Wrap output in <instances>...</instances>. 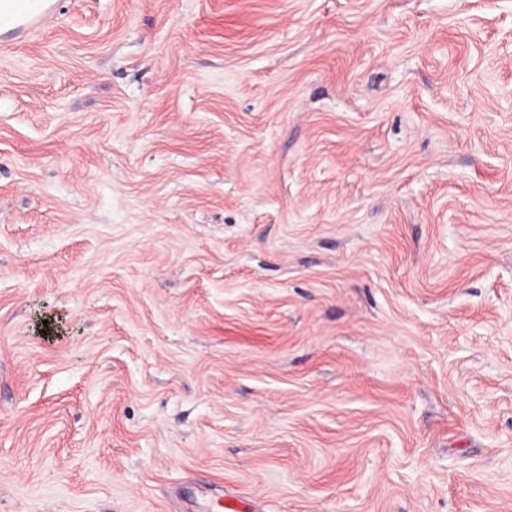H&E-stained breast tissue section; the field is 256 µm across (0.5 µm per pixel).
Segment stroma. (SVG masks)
<instances>
[{
  "label": "stroma",
  "instance_id": "stroma-1",
  "mask_svg": "<svg viewBox=\"0 0 512 512\" xmlns=\"http://www.w3.org/2000/svg\"><path fill=\"white\" fill-rule=\"evenodd\" d=\"M512 512V0H53L0 29V512Z\"/></svg>",
  "mask_w": 512,
  "mask_h": 512
}]
</instances>
